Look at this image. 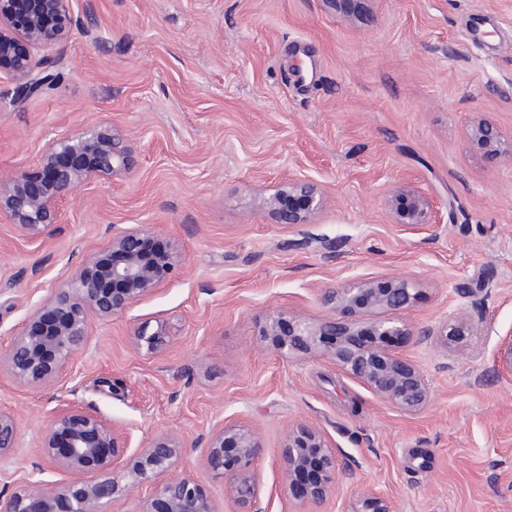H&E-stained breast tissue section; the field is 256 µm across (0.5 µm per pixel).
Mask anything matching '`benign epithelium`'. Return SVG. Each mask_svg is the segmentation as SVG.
<instances>
[{"label":"benign epithelium","mask_w":512,"mask_h":512,"mask_svg":"<svg viewBox=\"0 0 512 512\" xmlns=\"http://www.w3.org/2000/svg\"><path fill=\"white\" fill-rule=\"evenodd\" d=\"M72 0H0V79L15 85L10 104H20L53 86L59 74L35 61L34 51L59 47L79 30ZM471 145L486 156L512 162V136L478 117L466 130ZM128 142L112 127L100 125L77 137L54 140L42 152L35 172L0 176V217L37 241L59 222L61 207L76 192L96 181L129 170ZM323 191L311 179L290 175L260 207L275 224H307L321 209ZM396 224L436 223L427 195L415 186H399L389 200ZM150 235L138 225L112 236L107 251L94 254L64 286L53 289L42 306L25 319L9 347L0 352V373L32 389L55 384L88 344L92 320L109 321L151 294L185 262L176 244L152 253ZM417 288L401 277L365 279L350 288H325L321 301L332 313L321 318L272 311L262 336L285 358L320 354L358 380L383 402L407 414L423 411L431 400L425 373L391 352L385 342L398 336L420 341L434 336L457 345L468 343L477 324L456 315L437 328L413 329L402 320L379 318L388 311L405 312L415 303ZM130 344L155 353L166 344L159 327H137ZM18 421L0 411V456L16 446ZM129 447L125 432L96 414L72 407L57 414L40 440L44 456L69 474L59 486L21 477L9 492L0 493V512H100L116 505L133 489L154 485L140 512H220L197 477L182 473L162 483L157 475L171 469L186 442L161 433L138 456L124 464ZM261 435L250 428L224 423L214 430L202 458L203 466L224 475V491L235 512H262L261 483L253 465L261 454ZM285 488L311 508L333 498L338 472L336 451L318 429L297 423L288 429L281 456ZM345 512H392L390 502L369 492L347 505Z\"/></svg>","instance_id":"obj_1"}]
</instances>
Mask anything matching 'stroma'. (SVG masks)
Segmentation results:
<instances>
[{
	"instance_id": "35a3bbf8",
	"label": "stroma",
	"mask_w": 512,
	"mask_h": 512,
	"mask_svg": "<svg viewBox=\"0 0 512 512\" xmlns=\"http://www.w3.org/2000/svg\"><path fill=\"white\" fill-rule=\"evenodd\" d=\"M94 25L37 50L60 79L12 105L0 80V175L33 171L49 143L112 126L130 171L82 188L34 242L0 218V351L27 315L113 234L137 225L185 262L122 317L92 322L86 350L44 389L0 375V410L19 420L0 458V492L66 476L38 441L77 407L123 429L132 460L160 433L192 445L191 471L220 512L222 475L203 467L222 423L260 432L263 512H307L288 498L280 455L303 421L333 443L339 495L387 496L394 512H512V164L465 137L483 117L512 135V0H73ZM318 182L310 223H272L258 206L288 175ZM421 188L436 223H393L386 200ZM414 282L413 327L482 314L468 346L390 343L426 374L432 401L409 416L324 356L285 358L260 335L265 315L328 309L324 288L368 278ZM169 344L132 349L138 326Z\"/></svg>"
}]
</instances>
